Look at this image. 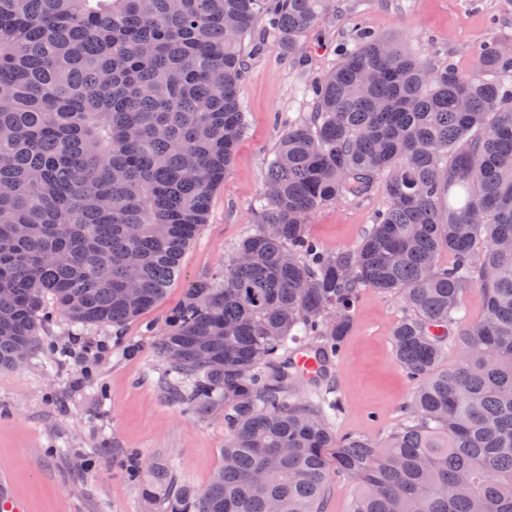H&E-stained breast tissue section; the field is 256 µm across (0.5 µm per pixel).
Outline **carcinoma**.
Returning <instances> with one entry per match:
<instances>
[{
  "instance_id": "obj_1",
  "label": "carcinoma",
  "mask_w": 512,
  "mask_h": 512,
  "mask_svg": "<svg viewBox=\"0 0 512 512\" xmlns=\"http://www.w3.org/2000/svg\"><path fill=\"white\" fill-rule=\"evenodd\" d=\"M334 12L0 0V368L58 316L119 336L164 299L245 132L259 23L295 58ZM306 93L257 228L155 342L179 404L224 418L221 467L201 492L174 489L166 512H325L330 448L361 486L351 512H512V53L487 41L468 73L361 28ZM379 180L387 205L355 250L311 238L316 210ZM455 187L463 201L443 207ZM475 286L484 311L462 328ZM364 288L404 304L390 338L414 389L384 440L336 437L338 401L293 398L289 373L300 351L338 358Z\"/></svg>"
}]
</instances>
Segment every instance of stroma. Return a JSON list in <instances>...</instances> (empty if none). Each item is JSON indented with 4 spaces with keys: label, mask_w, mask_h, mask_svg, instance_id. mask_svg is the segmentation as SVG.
<instances>
[{
    "label": "stroma",
    "mask_w": 512,
    "mask_h": 512,
    "mask_svg": "<svg viewBox=\"0 0 512 512\" xmlns=\"http://www.w3.org/2000/svg\"><path fill=\"white\" fill-rule=\"evenodd\" d=\"M359 22L465 71L489 39L512 48V0H343L333 22L307 42L301 64L282 57L273 35H265L240 85L245 133L164 300L119 337L108 327L77 331L57 319L40 333L43 351L0 370V472L14 474L13 493L27 512H165L169 486L150 478L157 468L169 470L172 484L208 486L222 461L224 420L183 412L152 344L187 288L219 270L254 230L253 205L275 146L289 122L312 109L306 82L335 64L337 44ZM385 204L382 184H374L362 198L318 209L309 233L326 251L355 249ZM402 315L397 297L364 289L337 375L295 378L293 393L302 400L333 389L343 405L337 435L383 438L401 425L412 384L394 359L390 331ZM123 342L134 345V355L122 354ZM132 454L145 473L138 483L120 472Z\"/></svg>",
    "instance_id": "35a3bbf8"
}]
</instances>
